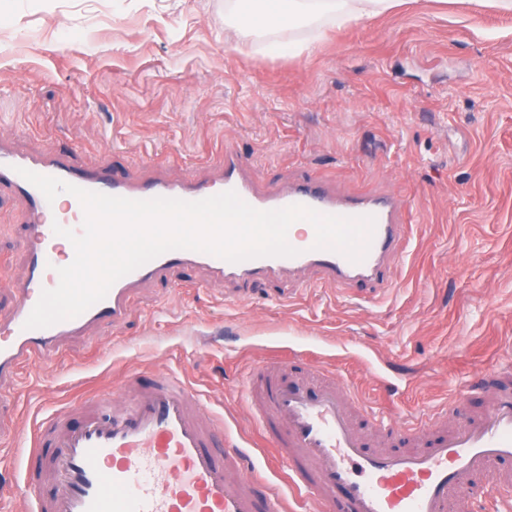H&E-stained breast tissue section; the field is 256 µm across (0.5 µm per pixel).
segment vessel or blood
I'll use <instances>...</instances> for the list:
<instances>
[{
    "label": "vessel or blood",
    "instance_id": "b4317fda",
    "mask_svg": "<svg viewBox=\"0 0 512 512\" xmlns=\"http://www.w3.org/2000/svg\"><path fill=\"white\" fill-rule=\"evenodd\" d=\"M53 176L80 188L133 200L156 197L197 201L229 190L251 207L302 205L325 215L375 220L368 252L358 263L315 248V231L288 232L293 257H259L232 263L192 250H171L118 279L106 296L77 317L45 328L24 323L42 291L57 287L58 268L74 248L54 225L82 232L79 200L64 194L48 203L22 170ZM27 203L23 241L27 273L14 306L0 313V380L38 358L55 354L63 339L91 323L121 325L138 287L172 269L201 266L215 277L247 282L302 269L316 271L330 288L391 287L392 261L407 235L401 205L392 194L342 195L313 178L288 189L262 191L246 176L237 153L225 151L221 174L203 181L155 177L134 182L107 167L85 168L69 155L24 154L0 148V190ZM487 403L470 408L473 392ZM245 394L259 425L266 455L281 466L287 489L262 476L223 419L204 422L197 393L177 375L132 377L120 395L94 397L78 423L65 413L40 420L25 436L35 466L24 487L37 512H290L287 492L310 494L314 512H454L462 491L479 481L491 488L468 512H496L512 499V363L478 372L458 388L449 408L411 422H381L376 430L395 442L375 448L369 412L332 377L291 376L280 362L255 370Z\"/></svg>",
    "mask_w": 512,
    "mask_h": 512
}]
</instances>
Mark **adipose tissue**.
I'll use <instances>...</instances> for the list:
<instances>
[{
	"label": "adipose tissue",
	"mask_w": 512,
	"mask_h": 512,
	"mask_svg": "<svg viewBox=\"0 0 512 512\" xmlns=\"http://www.w3.org/2000/svg\"><path fill=\"white\" fill-rule=\"evenodd\" d=\"M402 0H224V24L241 33L299 26L334 29L395 9Z\"/></svg>",
	"instance_id": "1"
}]
</instances>
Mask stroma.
I'll use <instances>...</instances> for the list:
<instances>
[{"instance_id":"1","label":"stroma","mask_w":512,"mask_h":512,"mask_svg":"<svg viewBox=\"0 0 512 512\" xmlns=\"http://www.w3.org/2000/svg\"><path fill=\"white\" fill-rule=\"evenodd\" d=\"M278 38L313 46L258 52L266 33L225 30L224 0H0V145L133 181L216 177L228 147L264 189L309 176L397 194L410 227L391 288L176 268L141 286L120 326H88L0 381V512L34 509L16 490V434L53 411L80 419L133 375L179 373L239 439V388L278 357L324 367L392 419L512 360V12L409 0ZM25 211L0 193V309L25 274Z\"/></svg>"}]
</instances>
